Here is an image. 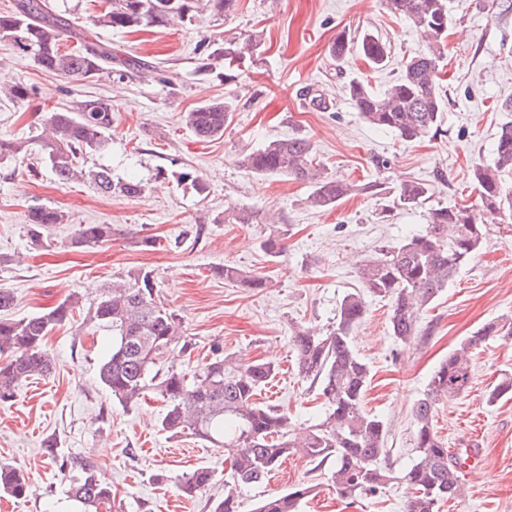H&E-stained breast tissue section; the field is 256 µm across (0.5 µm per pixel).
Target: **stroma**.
Returning <instances> with one entry per match:
<instances>
[{
  "mask_svg": "<svg viewBox=\"0 0 512 512\" xmlns=\"http://www.w3.org/2000/svg\"><path fill=\"white\" fill-rule=\"evenodd\" d=\"M102 0H61L73 29L100 41L138 66L120 75L78 81L42 70L33 58L0 41V78L27 88V100L0 95V138L27 145L28 166L0 160V284L16 299L9 315L32 317L68 295L81 302L71 324L46 338L53 358L49 375L28 380L12 401L0 403V464L24 472L26 498L0 497V512H78L67 496L62 462L86 459L112 485V512H210L223 496L230 463L223 449L162 430L164 406L147 399L131 408L113 403L98 378L112 347L109 328L87 323L101 288L127 272L152 270L162 300L183 319L188 352H172L181 369L205 362L214 345L245 362L273 363L277 374L261 401L288 409L295 428L324 416L317 388L298 375L289 340L295 327L326 330L343 299L360 285L358 266L382 245H394L425 224V208L392 204L388 187L404 180L433 189L432 206L474 205L475 163L490 161L500 126L512 112L500 109L512 96V0H450L448 97L440 136L405 142L365 123L341 91L350 76L366 74L382 91L398 74L404 56L419 53L420 37L384 0H239L228 16L204 14L189 24L144 27L135 32L94 23ZM379 36L388 61L369 69L360 59L337 65L329 50L340 33ZM255 38L258 63L235 78L199 71L198 46L205 38ZM158 67L153 79L149 67ZM323 94L329 107H309L305 93ZM103 99L112 106V132L104 150L86 166L111 168L113 176L142 180V195L105 197L85 182L59 183L43 164L41 132L50 113L74 102ZM232 101L235 112L220 139L198 141L183 115L211 100ZM304 134L327 172L356 185L354 194L331 210L306 202L307 185L285 176L257 177L236 160L270 139ZM207 184L197 195L184 174ZM382 183L380 193L369 191ZM63 211L64 223L48 228L31 245L25 221L30 207ZM281 215L285 251L271 257L261 243L270 224H218L226 208ZM486 238L421 319V333L408 343L390 330V304L372 299L354 346L371 368L367 410L385 418L386 462L394 474L413 461L412 406L432 372L458 344L484 323L512 322V217L483 213ZM108 224L111 241L73 247L80 225ZM203 235H196L197 225ZM180 247H173L174 238ZM147 238L155 248L144 247ZM231 265L268 279L261 291L234 287L217 275ZM512 372V336L487 339L472 355L473 379L463 395L443 399L433 426L449 448H476L478 472L465 475L462 496L444 501L439 512H512V399L488 404L498 377ZM53 451H46V443ZM208 467L217 481L185 498L177 483ZM304 482L313 485L302 512H404L402 481L385 494L348 503L337 496L330 466L314 467L289 456L263 483L241 490L251 512L267 494Z\"/></svg>",
  "mask_w": 512,
  "mask_h": 512,
  "instance_id": "obj_1",
  "label": "stroma"
}]
</instances>
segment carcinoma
Instances as JSON below:
<instances>
[{
  "mask_svg": "<svg viewBox=\"0 0 512 512\" xmlns=\"http://www.w3.org/2000/svg\"><path fill=\"white\" fill-rule=\"evenodd\" d=\"M387 8L406 19L419 33L426 48L400 63L396 79L382 92L369 81L353 78L343 85L363 120L372 127L396 134L406 142L435 137L442 131L448 99L442 94V73L446 59L450 13L448 0H385ZM105 7L95 24L115 30L143 26H165L170 21L192 19L202 12L230 14L238 0H104ZM66 19L53 0H16L13 10L0 13V41L17 50L31 52L43 70L77 80L92 79L122 68L138 65L132 58L112 55V49L77 34V45L61 51ZM358 48L371 68L388 59L379 39L365 34L357 39L337 36L330 53L338 63ZM202 68L210 72L225 62L254 56L256 44L207 41ZM232 105L209 101L186 113L184 121L196 139L214 140L224 135ZM112 129V108L98 99L75 103L66 112H54L46 123L43 162L58 181L68 183L86 178L102 194L138 197L141 181L112 177L108 168L85 170L78 159L95 153L107 142ZM24 142L0 139V159L24 160ZM239 167L258 176H288L309 185V206L325 209L354 192V186L328 174L315 162L314 145L305 136L273 139L238 159ZM512 175V122L501 125L493 159L477 163L472 176L480 206L487 210L512 212V189L506 177ZM393 204L420 207L432 196L433 188L405 181L393 188ZM64 212L35 206L27 214L30 238L42 242L43 232L64 221ZM255 224L257 214L244 208L227 209L219 223ZM486 236L478 211L470 205L437 207L427 211L423 230L400 243L382 247L359 268L362 288L346 294L336 322L322 334L297 328L291 336L295 365L301 378L310 382L323 397L325 415L319 423L298 432L288 411L256 401L258 391L276 375L273 365L242 362L221 347H215L204 363L186 369H162L165 357L184 342L183 320L159 299L152 271L135 269L124 278L101 289L88 312L91 322L112 328V349L100 364L98 378L112 401L124 408L139 404L152 393L165 403L163 430L173 437L191 436L224 448L230 459V473L224 480V498L212 505V512H240L238 489L260 483L290 455H301L320 465L332 466L336 494L354 501L376 496L392 479L382 464L388 425L385 419L365 409L364 399L370 367L353 344L354 333L367 312V297L388 299L392 336L406 343L419 335L421 316L427 306L462 265L481 248ZM112 240V225L85 224L74 239L79 245H97ZM224 280L238 288L264 289L261 275L226 265L217 270ZM79 302L75 294L57 305L22 319L0 318V402L14 397L22 381L44 376L52 370V356L45 338L73 318ZM503 326L489 322L477 329L458 349L448 354L432 372L427 388L412 409L415 423V458L403 480L414 490L406 512H438L439 503L461 492V456L449 452L433 428V414L440 400L468 391L472 383L471 349L497 335ZM512 393V377L504 376L489 392L487 402L495 404ZM79 476L69 479V498L83 512H101L112 504V485L86 459L74 462ZM215 474L198 469L181 480L179 490L192 496L214 483ZM0 489L15 499L27 497L25 477L16 469L0 466ZM312 487L298 483L263 498L251 512H300L302 501Z\"/></svg>",
  "mask_w": 512,
  "mask_h": 512,
  "instance_id": "1",
  "label": "carcinoma"
}]
</instances>
